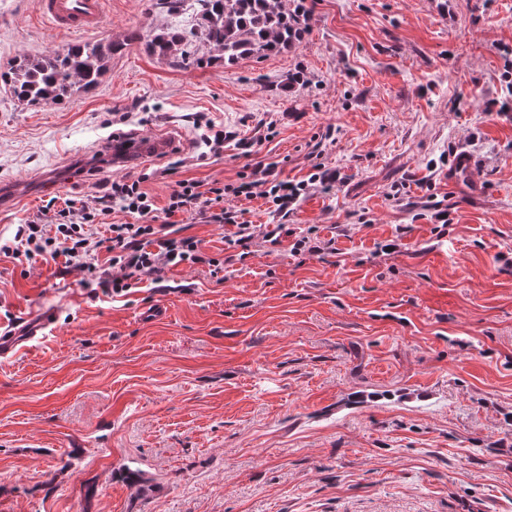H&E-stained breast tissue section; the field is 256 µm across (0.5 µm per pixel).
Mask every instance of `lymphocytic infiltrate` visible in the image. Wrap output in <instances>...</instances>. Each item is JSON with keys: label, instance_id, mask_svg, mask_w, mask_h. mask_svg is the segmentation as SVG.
Wrapping results in <instances>:
<instances>
[{"label": "lymphocytic infiltrate", "instance_id": "1", "mask_svg": "<svg viewBox=\"0 0 512 512\" xmlns=\"http://www.w3.org/2000/svg\"><path fill=\"white\" fill-rule=\"evenodd\" d=\"M334 174L317 171L308 179L294 182L279 180L273 169L256 164L249 181L222 184L201 191L199 181H177L163 209L167 221L150 223L156 209L153 198L143 190L140 180L127 178L100 182V192L92 197L74 195L62 208L44 209L19 225L15 238L23 245L25 260L64 259L94 281L108 295L120 296L143 278L163 281L172 268L189 265L206 267L211 277L224 273L223 259L211 256L203 240L179 235L170 219L176 215H201L208 223L223 227L224 247L233 259L245 261L255 247L278 246L290 241L289 253L299 261L332 254L335 239L321 238L317 227L299 231L283 222L297 200L316 187L334 183ZM261 198L280 216L277 224H250L242 211L225 208V195ZM139 216L136 224H115L114 212ZM107 253L106 265H99V253Z\"/></svg>", "mask_w": 512, "mask_h": 512}]
</instances>
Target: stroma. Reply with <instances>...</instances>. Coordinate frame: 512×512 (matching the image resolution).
Instances as JSON below:
<instances>
[{"label":"stroma","mask_w":512,"mask_h":512,"mask_svg":"<svg viewBox=\"0 0 512 512\" xmlns=\"http://www.w3.org/2000/svg\"><path fill=\"white\" fill-rule=\"evenodd\" d=\"M35 2L0 0V67L83 39L125 48L62 105L0 88L16 193L0 244L49 199L93 193L73 166L117 132L177 139L171 174L161 156L104 169L160 208L176 181L238 183L259 162L336 172L287 221L341 254L300 265L263 245L223 283L183 265L112 297L0 252V325L59 309L0 360V512H512V0H305L295 48L227 65L201 40L186 68L148 53L169 22L150 0H106L84 36ZM200 114L231 131L220 154ZM458 152L479 199L448 187ZM396 234L399 253L371 257Z\"/></svg>","instance_id":"obj_1"}]
</instances>
